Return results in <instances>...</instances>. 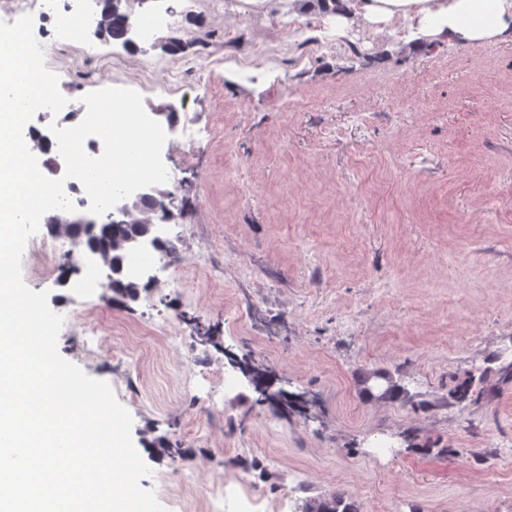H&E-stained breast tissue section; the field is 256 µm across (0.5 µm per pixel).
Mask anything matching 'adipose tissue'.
Here are the masks:
<instances>
[{
    "label": "adipose tissue",
    "mask_w": 512,
    "mask_h": 512,
    "mask_svg": "<svg viewBox=\"0 0 512 512\" xmlns=\"http://www.w3.org/2000/svg\"><path fill=\"white\" fill-rule=\"evenodd\" d=\"M336 5L347 8L354 22L409 19L447 41H512V0H336Z\"/></svg>",
    "instance_id": "1"
}]
</instances>
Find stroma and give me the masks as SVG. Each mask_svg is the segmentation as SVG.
<instances>
[{
    "mask_svg": "<svg viewBox=\"0 0 512 512\" xmlns=\"http://www.w3.org/2000/svg\"><path fill=\"white\" fill-rule=\"evenodd\" d=\"M281 14L288 0H237L201 19L199 51L223 61L204 76L158 46L122 53L132 77L160 62L143 103L174 111L164 188L192 202L168 226L178 277L155 265L125 303L61 253L23 280L64 318L60 354L130 413L153 471L140 485L165 512H207L235 478L256 512L332 495L357 512H512V383L488 381L477 407L448 396L451 377L512 361V41L410 52L364 23L362 57L321 50L312 28L270 67L239 66ZM247 359L288 411L262 403ZM376 369L407 395L369 398Z\"/></svg>",
    "mask_w": 512,
    "mask_h": 512,
    "instance_id": "obj_1",
    "label": "stroma"
}]
</instances>
